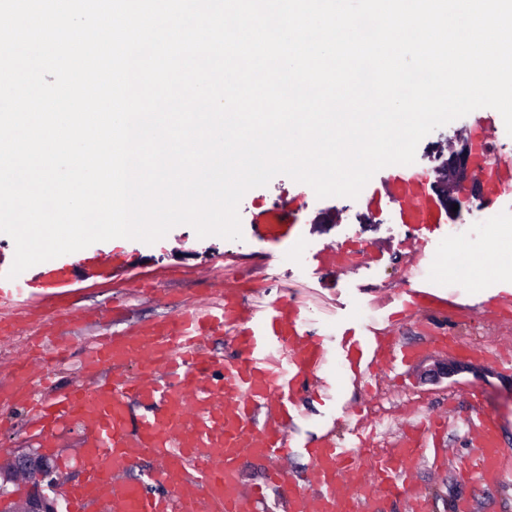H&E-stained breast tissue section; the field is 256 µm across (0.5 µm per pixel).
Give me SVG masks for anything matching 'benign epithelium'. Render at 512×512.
Listing matches in <instances>:
<instances>
[{"label":"benign epithelium","instance_id":"1","mask_svg":"<svg viewBox=\"0 0 512 512\" xmlns=\"http://www.w3.org/2000/svg\"><path fill=\"white\" fill-rule=\"evenodd\" d=\"M472 160V147L466 140H457L450 143L448 157L442 159L437 168L438 180L435 191L444 208L450 210L455 204H462L456 191L448 186H457L466 182L470 177ZM25 468L34 473L35 481L30 487L22 503L11 507L14 500V491L10 486L16 482V473ZM53 469L43 459L33 453H24L15 457L12 465L5 469L0 466V512H58L56 503L40 492V483L45 481L51 486L54 480L50 479Z\"/></svg>","mask_w":512,"mask_h":512}]
</instances>
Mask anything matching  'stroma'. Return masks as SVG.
<instances>
[{
	"label": "stroma",
	"instance_id": "35a3bbf8",
	"mask_svg": "<svg viewBox=\"0 0 512 512\" xmlns=\"http://www.w3.org/2000/svg\"><path fill=\"white\" fill-rule=\"evenodd\" d=\"M474 119L467 114L419 142L416 167L428 182L438 177L437 157L447 152L449 139L466 136ZM286 209L292 212L287 220L281 217ZM239 215V240L201 238L192 227L178 225L152 244L117 238L63 255L72 266L67 288L76 307L93 311L116 295L123 297V306L98 322L59 326L44 318L49 304L38 290L26 289L12 300L13 307L26 312L15 321V336L30 345L65 349L54 375L56 387L65 388L79 377L81 354L95 336L157 321L206 293L214 280L244 289L248 302L256 305L295 299L303 306L307 332L332 349L346 336L365 340L368 325L391 328L396 342L416 348V355L378 374L363 372L356 380L348 367L328 365L323 378L329 394L302 397L295 444L327 432L348 443L352 429L364 422L381 445L391 447L410 410L429 414L444 409L448 428L431 440L418 470L431 512H458L463 502L468 512H512V483L459 480L461 471L475 465L472 427L483 412L499 418L502 443L512 448V317L482 315L499 296L512 295V269L499 270L475 287L448 282L445 291L461 303V310L431 305L419 318L390 322L404 291L429 285L432 272L447 265L449 225H456L482 258L494 246L486 225L475 223L466 207L442 213L437 224H405L392 200L366 210L347 197L317 198L310 186L284 175L249 190ZM354 241L372 249L357 267L344 273L322 261L323 252ZM442 334L457 336L454 348L437 345L435 338ZM27 420L18 407L0 418V464L23 452L45 458L57 478L52 496L65 504L84 477V464L76 456L84 436L68 424L47 441L29 432Z\"/></svg>",
	"mask_w": 512,
	"mask_h": 512
}]
</instances>
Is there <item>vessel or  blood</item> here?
Wrapping results in <instances>:
<instances>
[{
  "mask_svg": "<svg viewBox=\"0 0 512 512\" xmlns=\"http://www.w3.org/2000/svg\"><path fill=\"white\" fill-rule=\"evenodd\" d=\"M493 123L490 113H479L468 132L472 175L489 198L512 188V155L493 157L486 148L483 133ZM384 194L397 202L403 223H435L437 204L420 172L396 170ZM216 336L234 345L232 358L208 351ZM413 354L375 335L359 359L374 368ZM330 356L324 342L305 331L299 303L289 299L252 310L237 288L192 300L138 331L95 337L81 361L82 379L42 400L35 414L46 436L68 420L85 433L78 455L88 472L71 491L67 512H87L92 505L98 512H263L274 488L287 489L288 512H358L379 496L425 507L414 471L430 432L442 422L438 415L427 425L409 426L396 451L368 467L355 461L354 451L369 447L370 438L358 437L352 449L322 435L306 450L311 491L290 487L286 464L296 453L291 428L299 393L308 377H320ZM63 357L60 350L48 356L21 351L13 401H27L30 375L49 374ZM133 402L145 409L135 423L129 419ZM476 447L482 482L512 477V450L501 447L492 413L479 419ZM143 456L158 464L150 480L119 482ZM252 456L270 466L263 483L244 489L238 473Z\"/></svg>",
  "mask_w": 512,
  "mask_h": 512,
  "instance_id": "vessel-or-blood-1",
  "label": "vessel or blood"
}]
</instances>
